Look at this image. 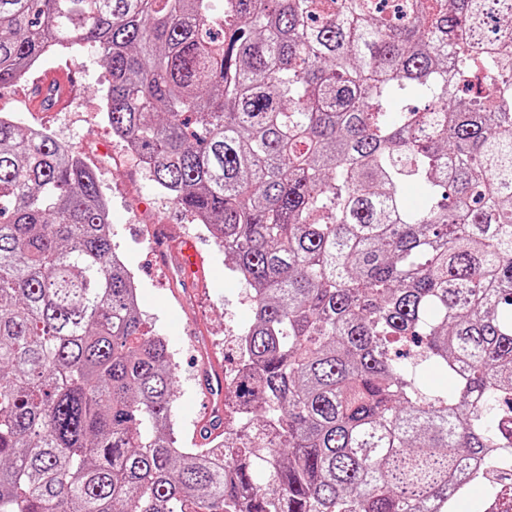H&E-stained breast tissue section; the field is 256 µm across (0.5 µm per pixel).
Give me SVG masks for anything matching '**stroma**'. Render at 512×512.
<instances>
[{
    "mask_svg": "<svg viewBox=\"0 0 512 512\" xmlns=\"http://www.w3.org/2000/svg\"><path fill=\"white\" fill-rule=\"evenodd\" d=\"M77 71L85 90L59 112H38L28 91L34 79L50 72ZM106 67L97 48L78 47L43 59L30 78L0 88V113H14L22 127H37L79 152L94 169L109 204L112 243L128 266L139 290L146 327L166 337L178 362L174 430L181 447L193 443L192 422L201 420L204 394L199 382L210 372L212 360L234 368L237 349L232 337L241 335L251 318L244 283L212 236L199 230L152 182L147 169L113 136L103 112ZM169 241H192L204 259L205 292L187 291L175 275L176 249L159 260L151 249L152 233Z\"/></svg>",
    "mask_w": 512,
    "mask_h": 512,
    "instance_id": "1",
    "label": "stroma"
}]
</instances>
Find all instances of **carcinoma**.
<instances>
[{
	"label": "carcinoma",
	"mask_w": 512,
	"mask_h": 512,
	"mask_svg": "<svg viewBox=\"0 0 512 512\" xmlns=\"http://www.w3.org/2000/svg\"><path fill=\"white\" fill-rule=\"evenodd\" d=\"M85 43L252 316L182 450L95 172L0 114V512H453L512 468V0H0V87Z\"/></svg>",
	"instance_id": "cac0c4a2"
}]
</instances>
